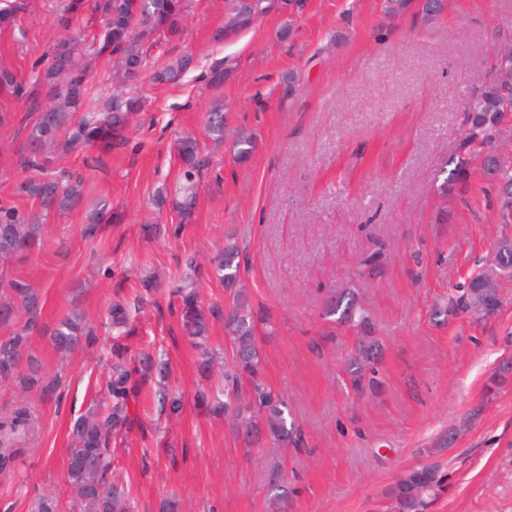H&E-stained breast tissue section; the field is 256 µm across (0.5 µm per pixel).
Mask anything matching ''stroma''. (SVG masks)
I'll return each mask as SVG.
<instances>
[{"mask_svg":"<svg viewBox=\"0 0 512 512\" xmlns=\"http://www.w3.org/2000/svg\"><path fill=\"white\" fill-rule=\"evenodd\" d=\"M430 24L408 12L386 17L384 0H306L302 12L277 10L224 43L225 0H192L181 41L155 47L138 83L144 112L123 145L88 168L78 147L67 169L84 173V206L48 213L39 246L9 263L10 274L40 295L30 350L63 384L49 400L31 397L34 441L14 471L0 474V512H33L54 494L60 512H79L66 482L71 425L92 403L107 369L100 357L112 303L133 301L145 276L159 286L135 317L127 344L168 353L183 394L180 415L140 408L112 447L137 512H161L170 496L181 512H265V474L279 449L245 453L223 418L194 403L196 353L169 307L167 282L182 258L206 259L235 237L247 251L242 281L277 331L263 337L268 383L292 406L306 445L289 449L290 512H379L385 488L403 471L440 463L449 491L433 512H512V281L504 305L477 324L465 313L434 317L476 270L494 261L506 227L496 191L484 185L472 205L444 197V167L460 148L463 104L488 75L495 37L512 35V0H446ZM56 0H27L13 28L0 31V63L29 77L31 64L59 38ZM287 39H280L284 23ZM194 58L174 82L150 75L176 57ZM223 64V86L210 69ZM295 72L294 88L283 82ZM0 125V200L13 197L21 172V104L5 99ZM232 127L258 136L237 163L229 143L203 129L214 106ZM200 138L213 159L192 223L178 237L144 234L174 222L151 204L175 186V143ZM104 206L120 222L84 237L86 209ZM453 223L436 220L440 208ZM355 289L383 344L382 392H348L340 364L351 335L320 316L330 288ZM97 329L93 347L62 354L49 339L71 311ZM506 381L493 388L498 375Z\"/></svg>","mask_w":512,"mask_h":512,"instance_id":"35a3bbf8","label":"stroma"}]
</instances>
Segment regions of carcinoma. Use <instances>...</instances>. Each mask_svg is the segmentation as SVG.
Wrapping results in <instances>:
<instances>
[{"instance_id": "cac0c4a2", "label": "carcinoma", "mask_w": 512, "mask_h": 512, "mask_svg": "<svg viewBox=\"0 0 512 512\" xmlns=\"http://www.w3.org/2000/svg\"><path fill=\"white\" fill-rule=\"evenodd\" d=\"M227 18L214 34L225 42L250 28L271 9L301 12L305 0H226ZM191 0H63L55 23L63 35L35 63L33 82L20 78L13 69L0 65V94L26 107L25 139L16 155L17 168L26 173L14 188V194L34 201L49 211L68 212L83 201L81 175L48 174L49 168L63 161L76 147H96L109 151L122 144L130 119L145 110L142 97L129 90L146 69L152 48L161 42L180 41ZM443 0H385L384 13L396 17L413 9L424 23L437 19ZM26 9V0H0V28L15 24ZM95 27L88 37L73 33L79 24ZM101 55L113 57L122 86L96 110L86 107L92 62ZM194 59L183 55L154 73L158 82H171L193 66ZM512 112V40L501 42L493 55L491 73L484 84L464 104L461 152L452 160L442 191L469 203L474 192L469 167L481 160L482 170L498 191L504 221L512 220V159L492 150L505 114ZM206 136L215 142L232 138L234 159L246 163L253 157L257 136L227 126L224 109L215 107L205 118ZM181 160V186L176 195L159 190L154 205L161 210L170 206L176 213L178 234L183 224L192 221L196 205V185L212 164L211 156L194 136H185L177 144ZM118 221V214L96 209L89 214L83 234L94 236L103 224ZM43 224L34 212L0 203V260L28 254L41 240ZM496 263L472 275L462 294L446 309H436L438 318L459 307L476 322H482L502 306L501 281L512 278V238L503 236L497 244ZM209 276L229 290L224 310L206 307L199 299L201 268L196 257L185 258L188 273L168 284L169 293L178 301L175 309L182 333L197 351L196 371L204 386L196 392V403L224 417L231 431L250 446L263 440L277 448H298L304 444L302 427L292 415L288 401L266 383L264 354L259 328L274 332L272 316L254 310L247 289L240 285L241 250L237 241L226 238L224 248L209 258ZM41 300L25 283L0 274V326H10L23 312V327L7 339H0V383H9L21 391H37L47 397L62 381L42 372L29 353V331L36 324ZM224 317L227 344L220 351L211 344L212 320ZM324 317L330 323L353 331L352 342L342 364L343 375L356 395L378 389L381 380L375 368L380 345L374 336L376 325L371 312L358 295L349 289L333 291L324 301ZM112 328L109 371L101 393L107 402L93 406L71 425L73 447L67 460V482L76 501L89 512H133L130 491L113 471L112 440L128 432L133 424L130 402L139 398L138 390L151 385L149 401L159 414L170 417L180 413L182 397L172 389L173 366L161 353L129 355L126 339L134 333L129 307L116 302L109 310ZM52 345L61 353H70L95 341L84 316L72 312L63 318L50 335ZM224 358V372L213 383L218 358ZM36 417L30 404L22 402L0 415V473L16 467L23 448L32 439ZM286 462L280 461L267 472L266 499L271 512H288ZM447 475L439 463H429L403 472L387 488L383 500L385 512H430L433 504L448 493Z\"/></svg>"}]
</instances>
